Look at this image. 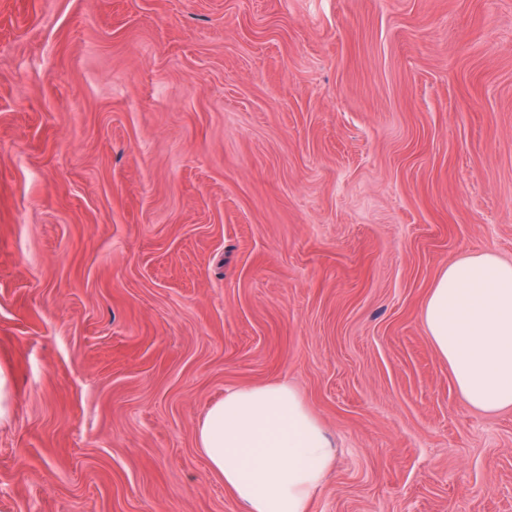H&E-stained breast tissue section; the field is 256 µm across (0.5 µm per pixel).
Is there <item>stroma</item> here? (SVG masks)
<instances>
[{"mask_svg":"<svg viewBox=\"0 0 512 512\" xmlns=\"http://www.w3.org/2000/svg\"><path fill=\"white\" fill-rule=\"evenodd\" d=\"M512 262V0H0V512H239L196 446L293 384L310 512H512V410L421 307Z\"/></svg>","mask_w":512,"mask_h":512,"instance_id":"35a3bbf8","label":"stroma"}]
</instances>
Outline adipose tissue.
Returning a JSON list of instances; mask_svg holds the SVG:
<instances>
[{
  "instance_id": "obj_1",
  "label": "adipose tissue",
  "mask_w": 512,
  "mask_h": 512,
  "mask_svg": "<svg viewBox=\"0 0 512 512\" xmlns=\"http://www.w3.org/2000/svg\"><path fill=\"white\" fill-rule=\"evenodd\" d=\"M421 321L468 405L512 409L511 262L480 252L449 263ZM196 441L243 512H309L336 467L334 441L285 381L226 390Z\"/></svg>"
}]
</instances>
